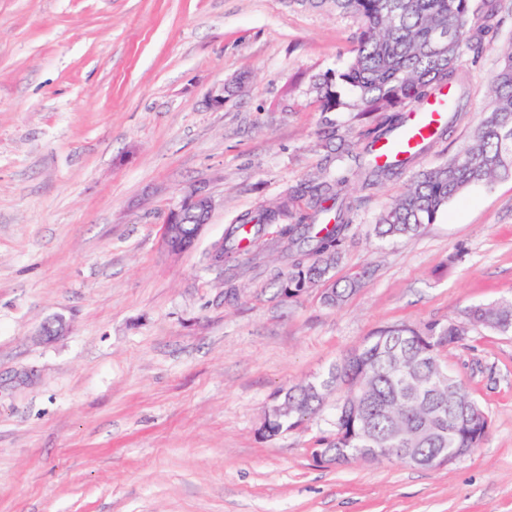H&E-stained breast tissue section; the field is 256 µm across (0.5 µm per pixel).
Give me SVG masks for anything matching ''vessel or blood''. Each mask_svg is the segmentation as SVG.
I'll list each match as a JSON object with an SVG mask.
<instances>
[{
    "mask_svg": "<svg viewBox=\"0 0 512 512\" xmlns=\"http://www.w3.org/2000/svg\"><path fill=\"white\" fill-rule=\"evenodd\" d=\"M448 93L419 101L409 114L407 125L397 135L376 144L373 159L377 164H391L421 153L422 146L432 139L438 128L448 120Z\"/></svg>",
    "mask_w": 512,
    "mask_h": 512,
    "instance_id": "vessel-or-blood-1",
    "label": "vessel or blood"
}]
</instances>
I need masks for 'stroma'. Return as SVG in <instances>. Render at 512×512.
<instances>
[{
  "instance_id": "stroma-1",
  "label": "stroma",
  "mask_w": 512,
  "mask_h": 512,
  "mask_svg": "<svg viewBox=\"0 0 512 512\" xmlns=\"http://www.w3.org/2000/svg\"><path fill=\"white\" fill-rule=\"evenodd\" d=\"M498 7L461 57L470 105L452 132L377 188L351 181L332 279L363 280L336 308L316 288L279 293L280 228L307 197L238 261L214 269L207 252L320 176L325 132L361 149L372 120L309 92L349 58L352 18L295 0H0V512H512V335L443 352L491 415L462 461L319 462L329 405L259 433L279 390L379 328L512 297L511 179L471 185L415 235L374 233L478 123L512 40V0ZM192 185L218 205L174 255L163 225ZM56 315L69 328L43 342Z\"/></svg>"
}]
</instances>
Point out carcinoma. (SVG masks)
<instances>
[{"instance_id":"cac0c4a2","label":"carcinoma","mask_w":512,"mask_h":512,"mask_svg":"<svg viewBox=\"0 0 512 512\" xmlns=\"http://www.w3.org/2000/svg\"><path fill=\"white\" fill-rule=\"evenodd\" d=\"M313 6L327 5L352 17L358 35L352 57L340 71L312 77L310 88L321 111L347 108L358 117L383 114L366 133L363 155H336L361 187L372 189L411 165L405 159L394 165H377L372 146L399 131L407 121L405 108L432 96L442 87L454 88L448 102V123L439 136L450 132L468 106V91L459 76L463 47L481 42L493 29L497 0H484L483 24L470 27L473 0H299ZM488 103L468 145L447 163L420 173L407 190L380 214L375 235L394 239L417 233L432 223L448 201L479 182L512 178V41L503 49L497 71L488 81ZM346 175L327 174L301 188L313 213L297 224H286L281 238L292 263L280 280V292L292 298L329 279L343 252L352 218L347 202ZM297 195H283L271 208L231 225L224 236V257L250 252L264 226L288 215ZM359 278L332 286L325 295L330 306H339L356 290ZM481 328L512 335V300L475 305L446 324L423 327L407 324L384 326L357 349L314 382L286 389L279 404L292 410H271L263 425L272 438L298 426L303 417L324 408L336 393L333 433L321 439V450L346 448L353 462H379V448H415L417 466L433 468L452 463L450 448H477L489 428L486 412L469 388L453 377H442L440 356Z\"/></svg>"}]
</instances>
